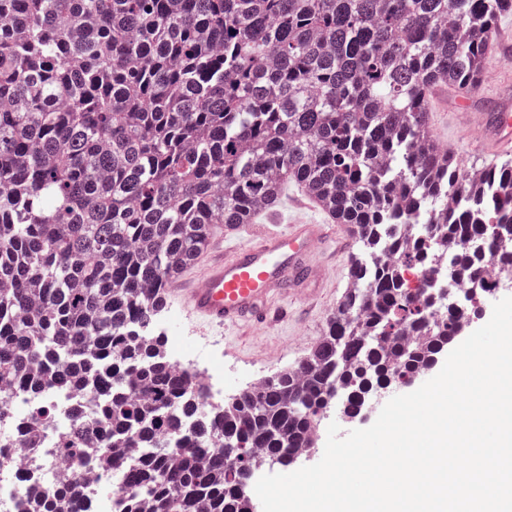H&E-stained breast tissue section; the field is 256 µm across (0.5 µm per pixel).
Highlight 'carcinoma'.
Instances as JSON below:
<instances>
[{"mask_svg":"<svg viewBox=\"0 0 512 512\" xmlns=\"http://www.w3.org/2000/svg\"><path fill=\"white\" fill-rule=\"evenodd\" d=\"M512 0H0V423L15 394L93 388L60 428L68 466L36 512H68L84 467L123 477L115 512H253L242 480L316 446L421 375L487 291L470 245L512 273V160L473 182L423 120L434 80L473 90ZM283 180L358 233L348 289L294 366L214 404L154 331L163 289ZM425 264L467 284L457 307Z\"/></svg>","mask_w":512,"mask_h":512,"instance_id":"obj_1","label":"carcinoma"}]
</instances>
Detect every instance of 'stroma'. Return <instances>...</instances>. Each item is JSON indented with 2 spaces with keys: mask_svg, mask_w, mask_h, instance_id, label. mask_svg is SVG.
I'll list each match as a JSON object with an SVG mask.
<instances>
[{
  "mask_svg": "<svg viewBox=\"0 0 512 512\" xmlns=\"http://www.w3.org/2000/svg\"><path fill=\"white\" fill-rule=\"evenodd\" d=\"M434 141L443 136L456 138L460 148L455 155L462 177H470L485 162L470 134L457 130L452 120H442L430 128ZM358 251L350 242L346 252L328 243L316 250L313 262L323 271L319 291L306 298L274 296L271 308L282 311V318L261 329L240 325L226 329L212 327L189 318L179 305L165 310L163 330L166 346L185 367L205 368L219 362L224 377V395L232 397L247 389L248 378L264 379L305 357L323 336L350 286V264Z\"/></svg>",
  "mask_w": 512,
  "mask_h": 512,
  "instance_id": "1",
  "label": "stroma"
}]
</instances>
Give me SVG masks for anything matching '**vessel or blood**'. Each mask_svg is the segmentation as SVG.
<instances>
[{
  "label": "vessel or blood",
  "mask_w": 512,
  "mask_h": 512,
  "mask_svg": "<svg viewBox=\"0 0 512 512\" xmlns=\"http://www.w3.org/2000/svg\"><path fill=\"white\" fill-rule=\"evenodd\" d=\"M502 36H495L488 44L489 64L481 79L482 84L498 89L492 95V110L473 111L469 94L458 95L455 103L457 126L477 133L478 149L487 162H495L512 155V86L502 84L496 65ZM448 99L447 83L435 84L427 106L425 121L436 125L437 118ZM316 210L317 200L309 195L288 196L279 190L265 205L254 210L248 220L238 224L213 225L209 242L232 243L228 258L209 262L203 278L186 283L178 277L171 282L173 294L183 297L190 311L210 324L224 327L243 323L261 324L269 319L267 304L276 294L296 291L307 294L320 278V270L311 257L318 245L336 241L348 243V226L332 221L311 222L295 220L285 229L271 231L250 242L241 237L251 224L259 219L280 215L287 205Z\"/></svg>",
  "instance_id": "1"
}]
</instances>
